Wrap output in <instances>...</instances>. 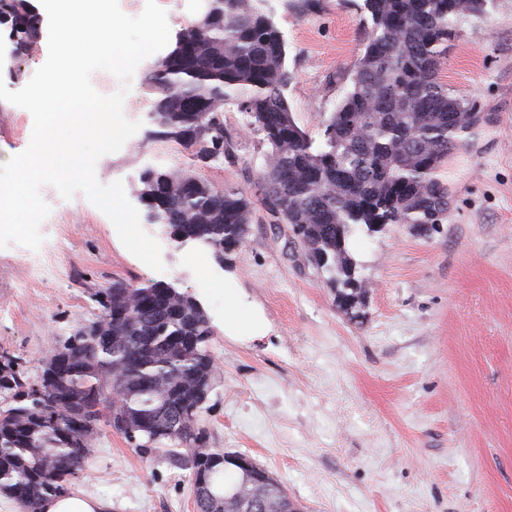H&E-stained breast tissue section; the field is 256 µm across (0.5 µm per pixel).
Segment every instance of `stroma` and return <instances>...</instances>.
I'll use <instances>...</instances> for the list:
<instances>
[{"label":"stroma","mask_w":512,"mask_h":512,"mask_svg":"<svg viewBox=\"0 0 512 512\" xmlns=\"http://www.w3.org/2000/svg\"><path fill=\"white\" fill-rule=\"evenodd\" d=\"M287 43L284 91L297 126L321 140L370 29L363 0H264ZM9 89L27 84L48 54L40 21L26 50L0 19ZM136 68L123 112L139 122L131 147L101 157V184L121 182L138 204L149 167L186 169L217 188L245 189L255 203L235 252L161 240L164 271L122 244L82 192L41 189L50 213L38 250L0 248V352L30 379L39 358L97 312L96 292L120 279L164 281L206 311L219 372L199 420L209 448L245 454L301 512H512V0L460 25L439 66L454 95L484 119L440 169L447 206L436 231L410 224L357 227L348 247L366 291L358 318L307 262L285 224L260 203L266 145L236 108L224 128L238 160L202 162L161 135L148 115L154 94ZM33 118L0 100V163L24 151ZM37 260L46 278L22 281ZM73 489L110 501L111 512H197L188 470L164 453L137 454L101 426Z\"/></svg>","instance_id":"1"}]
</instances>
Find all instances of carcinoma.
Listing matches in <instances>:
<instances>
[{"instance_id": "carcinoma-1", "label": "carcinoma", "mask_w": 512, "mask_h": 512, "mask_svg": "<svg viewBox=\"0 0 512 512\" xmlns=\"http://www.w3.org/2000/svg\"><path fill=\"white\" fill-rule=\"evenodd\" d=\"M494 0H364L370 31L346 89L315 141L294 122L284 96L290 76L286 42L262 0H210L207 21L196 19L149 72L155 117L180 140L196 131V156L234 159L224 131V108L234 105L268 147L261 203L276 221L301 232L308 258L336 288V299L365 291L347 249L338 248L336 225L349 234L358 224H422L442 186L437 171L452 150L474 134L471 122H451L448 107L475 111L438 80L440 59L460 24L480 18ZM27 46L39 19L26 0H0ZM140 201L154 224L181 233L183 243L239 249L251 222L247 191L218 189L185 170L145 169ZM98 313L88 335L52 347L40 363L35 387L17 358L0 354V491L21 512L68 492L90 455L86 426L104 423L151 456L154 430L172 435L167 454L191 471L198 512H214L224 483L223 452L207 446L197 423L198 387L212 385L217 364L208 353L209 320L164 281L134 287L122 280L95 294ZM184 451H178V448ZM288 498L283 485L247 484L225 512H255V504Z\"/></svg>"}]
</instances>
